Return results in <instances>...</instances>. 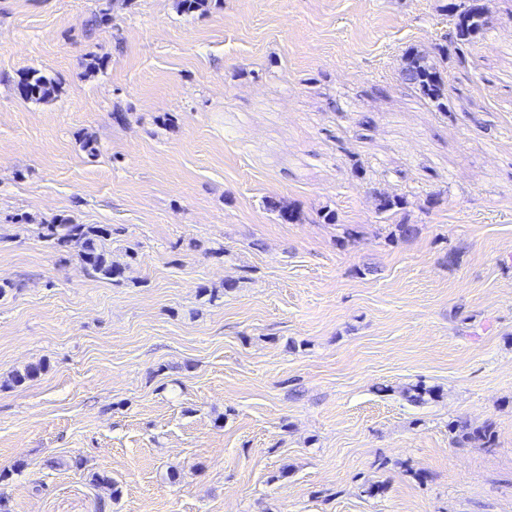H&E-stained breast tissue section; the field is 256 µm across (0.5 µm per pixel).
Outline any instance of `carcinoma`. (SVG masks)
Listing matches in <instances>:
<instances>
[{
	"label": "carcinoma",
	"instance_id": "carcinoma-1",
	"mask_svg": "<svg viewBox=\"0 0 512 512\" xmlns=\"http://www.w3.org/2000/svg\"><path fill=\"white\" fill-rule=\"evenodd\" d=\"M448 25L435 39L429 50L413 49L403 58L399 70L400 82L413 90L426 104L438 112L450 110L451 97L448 80V54H453L458 65L468 64L472 51L483 40L484 33L493 28L495 17L481 0H449L443 6ZM27 90L21 96L35 101L46 100L55 93L52 81L35 74L26 77ZM375 211L385 219L400 217L392 225L393 239L408 240L417 233L416 225L407 221L409 208L413 202L405 195H385L374 191ZM268 211L276 214L284 223L297 224L306 220L304 213L285 199L269 198L265 202ZM39 235L54 246L78 258L87 275L120 283L124 267L112 260L106 248L112 228L90 224H75L61 218L51 224H42ZM436 390L421 382L412 384L402 391L404 399L420 405L434 398ZM448 436L458 447L479 444L486 450L497 447L496 431L492 423L474 427L467 420H453L448 423Z\"/></svg>",
	"mask_w": 512,
	"mask_h": 512
}]
</instances>
